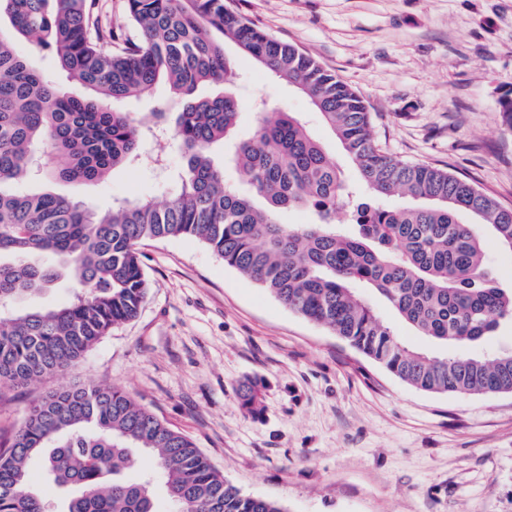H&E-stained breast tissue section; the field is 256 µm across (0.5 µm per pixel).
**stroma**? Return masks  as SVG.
Returning a JSON list of instances; mask_svg holds the SVG:
<instances>
[{"label": "stroma", "mask_w": 512, "mask_h": 512, "mask_svg": "<svg viewBox=\"0 0 512 512\" xmlns=\"http://www.w3.org/2000/svg\"><path fill=\"white\" fill-rule=\"evenodd\" d=\"M297 45L364 99L373 136L398 158L446 169L512 207V0H230ZM238 134L256 104L297 112L348 182L357 172L308 99L239 57ZM163 170L120 166L97 184L37 188L106 211L164 199L183 158L154 139ZM147 299L72 370L0 394V440L32 400L61 388L115 386L190 438L244 493L286 512H512V392L416 389L324 327L292 313L201 241L145 243ZM263 386V416L240 382ZM261 385L256 380H246L238 389V398L243 410L253 419H261L263 408L260 398Z\"/></svg>", "instance_id": "35a3bbf8"}]
</instances>
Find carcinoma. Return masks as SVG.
<instances>
[{"label": "carcinoma", "mask_w": 512, "mask_h": 512, "mask_svg": "<svg viewBox=\"0 0 512 512\" xmlns=\"http://www.w3.org/2000/svg\"><path fill=\"white\" fill-rule=\"evenodd\" d=\"M95 0H0V392L71 369L112 328L134 319L150 284L140 246L193 237L224 264L256 282L290 311L321 325L408 385L438 394L512 392V351L448 357L408 349L359 294L369 288L435 344H480L512 323V289L484 267L482 236L468 213L512 253V207L473 184L382 151L363 98L298 47L276 39L224 0H126V23L104 27ZM23 39L53 54L66 77L89 91L77 97L16 53ZM239 53L294 85L320 112L354 160L367 195L354 199L336 163L294 112L263 111L252 136H237ZM163 83L182 102L144 123L111 103ZM224 85V95L201 93ZM512 132V91L498 101ZM173 128L185 158L177 189L163 202L122 199L106 212L41 190L43 176L98 183L119 165L153 160L145 137ZM239 168L250 187L224 181L213 156ZM408 195L413 207L379 200ZM313 220L278 221L289 209ZM69 279L70 299L56 307L12 304ZM261 385L238 389L243 410L263 414ZM154 454L139 476L141 454ZM64 493L63 512H157L161 482L175 512H286L243 493L181 432L125 391L82 385L35 399L24 423L0 447V512H47L30 474Z\"/></svg>", "instance_id": "obj_1"}]
</instances>
